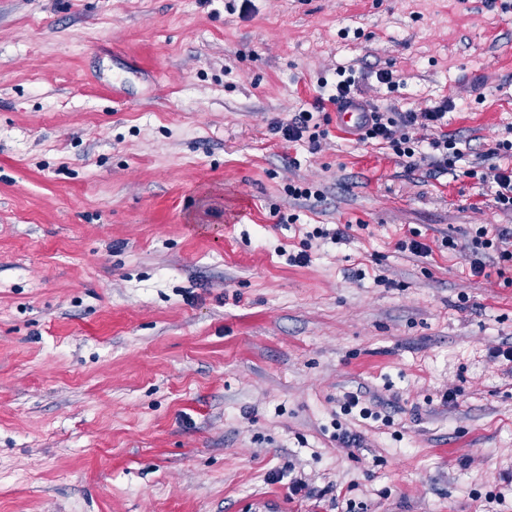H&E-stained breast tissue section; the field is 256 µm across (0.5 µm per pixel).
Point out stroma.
Segmentation results:
<instances>
[{
	"instance_id": "1",
	"label": "stroma",
	"mask_w": 512,
	"mask_h": 512,
	"mask_svg": "<svg viewBox=\"0 0 512 512\" xmlns=\"http://www.w3.org/2000/svg\"><path fill=\"white\" fill-rule=\"evenodd\" d=\"M344 69L462 159L344 134ZM510 137L495 0H0V512H512V286L441 246ZM452 100L446 98L423 112H372L371 123L365 130L359 132L360 140H378L388 143L395 155L400 158L410 159V166L416 165L419 158L430 159V165L436 169H448L461 158V149L457 147L459 140L455 135L443 132L444 118L453 106ZM422 126L439 131L436 137L429 142L436 154L428 156L420 152L419 141H416L407 129ZM314 112L304 111L298 112L294 118L286 123H281L275 127L276 133L281 132L284 140L295 142L301 140L308 133V140L313 146H318L320 140L325 139L327 133L324 129L319 130L320 123L314 120ZM312 123V125H311Z\"/></svg>"
}]
</instances>
